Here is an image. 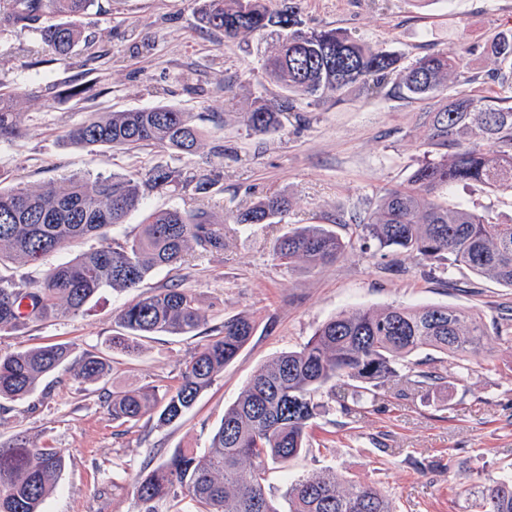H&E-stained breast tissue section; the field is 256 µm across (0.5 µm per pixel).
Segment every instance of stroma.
<instances>
[{"instance_id": "35a3bbf8", "label": "stroma", "mask_w": 512, "mask_h": 512, "mask_svg": "<svg viewBox=\"0 0 512 512\" xmlns=\"http://www.w3.org/2000/svg\"><path fill=\"white\" fill-rule=\"evenodd\" d=\"M306 26L346 31L373 48L410 63L444 51L463 55L455 89L495 95L501 87L489 51L496 31L512 24V0H298ZM203 0H95L82 19L87 36L70 63H42L33 31H0V81L18 87L25 136L0 142V185L31 191L81 176L131 174L162 164L206 179L203 200L225 223L223 253L189 256L155 271L136 291H104L83 314L0 335V352L50 343L72 345L74 357L106 355V383L44 378L23 400L0 404V444L26 436L31 444L64 449L66 466L44 512H139L134 478L178 448H207L229 406L252 376L278 353L299 348L326 320L356 308L446 305L485 325L483 353L468 380L443 384L429 396L401 394L387 383L366 412L319 416L310 449L288 466H271L267 496L286 512L289 482L328 468L354 484L388 491L397 512H479L467 488L512 473V345L497 328L512 316V288L453 271L425 279L416 259L399 252L374 257L346 249L318 268L287 267L272 253L290 228L333 224L349 236L387 188L406 182L423 157L418 124L433 99L408 100L352 91L345 101H299L282 126L264 135L244 121L255 93L278 101L261 84L273 35L225 41L199 20ZM75 85L86 94L71 97ZM168 105L193 113L203 136L195 154L146 146L128 152L83 147L64 138L92 112ZM280 193L291 206L278 224L234 229L230 209ZM195 203L192 191L147 192L143 212L115 225L116 240L134 237L144 211ZM343 224H336V217ZM191 290L204 318L197 335L160 333L139 339L134 351L113 346L117 315L138 293L172 284ZM254 315L250 343L225 365L179 421L161 427L147 415L118 424L103 399L114 390L178 382L184 361L224 318Z\"/></svg>"}]
</instances>
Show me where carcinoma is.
<instances>
[{"instance_id":"1","label":"carcinoma","mask_w":512,"mask_h":512,"mask_svg":"<svg viewBox=\"0 0 512 512\" xmlns=\"http://www.w3.org/2000/svg\"><path fill=\"white\" fill-rule=\"evenodd\" d=\"M94 0H0V30H35L42 49L55 62H67L81 41L79 19ZM200 22L224 39L278 31L264 62V77L283 92L275 107L257 96L246 113L255 134L281 125L282 113L298 99L340 97L352 88L377 93L384 86L408 99H434L439 106L420 116L424 159L404 185L382 195L355 243L323 224H308L280 235L274 257L291 265L304 260L312 268L335 260L348 246L382 257L400 251L418 260L422 274L435 279L466 269L512 288V222L462 201L449 200L458 184H479L494 192L512 189V94L448 93L462 57L438 52L405 64L393 53L373 49L338 28L305 27L296 0H206ZM499 63L496 75L512 90V29L498 31L491 43ZM20 92L0 91V141L22 136ZM80 146L132 150L158 146L192 154L200 131L190 112L158 105L123 112H97L66 132ZM170 186L207 190L206 183L169 167L145 174L73 178L64 186L37 192L0 189V268L35 266V277L0 273V333L31 324L76 316L105 291L134 290L154 271L190 254L224 252V222L208 205L153 211L138 236L123 242L110 230L125 223L144 203V190ZM282 194L259 197L229 215L239 226L273 224L288 211ZM95 239L98 246L45 269L42 260L69 244ZM203 318L195 297L179 285L144 295L118 314L122 333L115 346L158 333L189 335ZM258 324L245 314L224 319L180 368L179 381L159 395L155 390L114 392L105 397L115 422L132 423L154 412L161 425L180 420L254 336ZM485 330L473 314L448 306L358 309L334 316L299 348L268 361L250 379L203 453L178 448L166 460L141 472L133 482L140 512H159L167 501L180 512H278L263 484L270 464L288 465L307 450L309 430L321 414L344 415L372 407L378 391L397 378L407 388L429 395L443 383L461 382L474 370ZM433 352L457 360L458 371L444 374ZM72 349L49 344L0 353V400L32 394L47 375L64 371L74 381L96 382L107 376V360L86 354L70 361ZM326 390L327 400L315 395ZM65 467L60 448L32 447L25 437L0 448V512H43V505ZM482 512H512V477L478 487ZM289 512H395L389 495L376 485H354L334 469L290 483Z\"/></svg>"}]
</instances>
